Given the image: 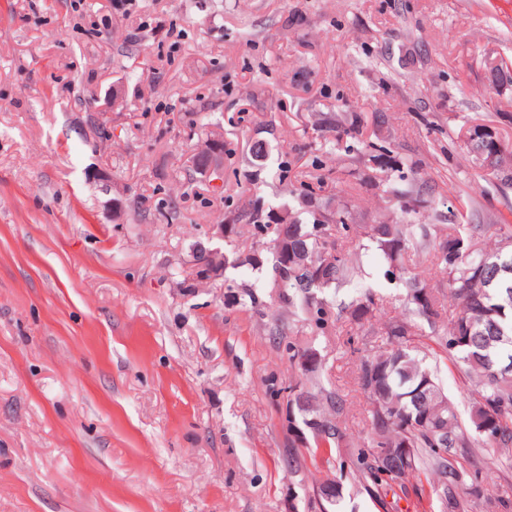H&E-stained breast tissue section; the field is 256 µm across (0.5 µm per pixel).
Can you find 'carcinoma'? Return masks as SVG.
<instances>
[{"label":"carcinoma","instance_id":"cac0c4a2","mask_svg":"<svg viewBox=\"0 0 512 512\" xmlns=\"http://www.w3.org/2000/svg\"><path fill=\"white\" fill-rule=\"evenodd\" d=\"M494 88L512 84V62L498 63L489 72ZM389 125L384 112L372 117L373 130L359 150L363 172L358 183H369L367 162L388 160L386 168L397 173L385 180L384 193L400 202L399 211L376 224H352L348 206L327 201L311 211L312 222L301 224L292 210L274 214L264 210L260 197L251 208L235 216L251 228L254 239L247 253L237 252L225 264L257 266L258 248L271 254V288H280L278 301L299 317L306 334H286L277 326L273 337L278 349L303 379L270 383L274 401L288 405V428L302 434L288 439L285 463L300 464L298 449L330 460L342 448H351L350 430L358 429L354 464L364 487L391 512L401 500L419 497L423 481L438 476L432 491L448 512H467L472 505L489 500L479 470L470 461V449L480 448L497 461L512 448V224H468L480 215L472 202L461 201L457 224H419L421 211L433 208L430 187L421 183L419 162L391 155L378 131ZM473 124L458 136V146L471 166L490 183H512V143L492 153ZM265 144L250 146L248 166L260 168L266 158ZM224 150L210 145L192 156V170L220 162ZM492 235H487L489 229ZM288 246V259L276 251L275 242ZM375 250L388 266L387 274L405 288L404 302L411 318L375 320L389 304L387 297L370 290L335 308L323 296L338 290L360 273L354 258L360 250ZM440 280L430 285L425 275ZM432 333L439 362L448 372L468 378V411L460 417L448 402L438 369L424 367L417 356L422 345V326ZM336 338V354L356 358V380L366 398L361 412L353 413L351 396L319 375L326 367L322 341ZM320 357L307 368L304 359ZM407 448V458L385 456L383 449ZM465 498H458V492Z\"/></svg>","mask_w":512,"mask_h":512}]
</instances>
